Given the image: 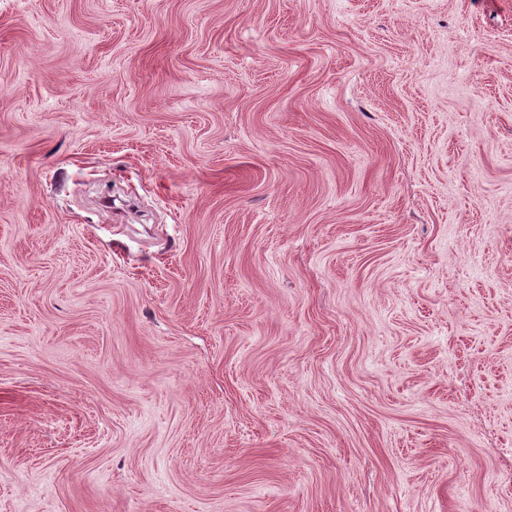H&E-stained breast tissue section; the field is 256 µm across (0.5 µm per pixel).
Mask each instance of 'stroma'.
Listing matches in <instances>:
<instances>
[{
    "label": "stroma",
    "instance_id": "1",
    "mask_svg": "<svg viewBox=\"0 0 512 512\" xmlns=\"http://www.w3.org/2000/svg\"><path fill=\"white\" fill-rule=\"evenodd\" d=\"M0 512H512V0H0Z\"/></svg>",
    "mask_w": 512,
    "mask_h": 512
}]
</instances>
